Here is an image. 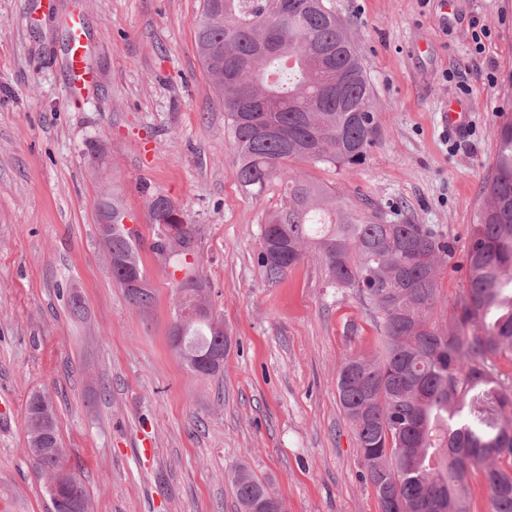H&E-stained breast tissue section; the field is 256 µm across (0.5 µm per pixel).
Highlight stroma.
<instances>
[{"label":"stroma","mask_w":512,"mask_h":512,"mask_svg":"<svg viewBox=\"0 0 512 512\" xmlns=\"http://www.w3.org/2000/svg\"><path fill=\"white\" fill-rule=\"evenodd\" d=\"M358 48L379 103L365 162L302 164L364 219L426 224L468 245L512 113V0H324ZM202 0H0V512H50L27 453L24 406L57 408L67 464L92 512H240L227 479H265L285 512H380L339 404L344 357L373 353L367 306L307 259L278 281L257 263L285 201L242 185L224 109L194 33ZM81 11L93 83L68 97L64 15ZM464 100L465 132L447 129ZM200 230L195 260L230 348L193 376L170 346L174 284L150 249L152 195ZM137 218L148 310L112 280L102 203ZM78 295L72 316L67 294Z\"/></svg>","instance_id":"35a3bbf8"}]
</instances>
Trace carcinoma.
<instances>
[{
    "label": "carcinoma",
    "mask_w": 512,
    "mask_h": 512,
    "mask_svg": "<svg viewBox=\"0 0 512 512\" xmlns=\"http://www.w3.org/2000/svg\"><path fill=\"white\" fill-rule=\"evenodd\" d=\"M315 45L331 53L332 87L312 56ZM196 47L230 124L240 182L260 189L272 178L284 182L288 204L262 232L258 263L266 278L276 281L312 256L326 267L328 287L353 292L377 314L380 350L345 357L336 385L381 512H471L476 471L490 512H512V379L495 365L512 357V120L499 122V150L462 264L465 285L440 324L433 317L453 244L425 224L358 218L338 191L288 165H355L376 139L373 87L346 25L324 0H203ZM243 95L281 101V111L257 117L276 123L283 137L255 133L237 111ZM316 95L322 107L310 112ZM148 207L153 240L162 227H178L167 249L151 245L165 266L184 271L176 291L207 290L190 260L196 225L176 217L179 210L162 195L151 196ZM126 214L112 202V223L120 228L99 238L121 288L130 277L149 280L141 235L123 224ZM269 234L288 242V253L276 260L266 255ZM228 344L223 326L204 323L184 335L177 353L192 374L209 377L220 367L207 365L205 354ZM46 407L58 442L48 395L29 396L25 421ZM29 456L36 474L54 486L62 512L91 505L66 463L67 451ZM229 481L240 512H254L264 500L267 512H276L269 484L247 467L235 469Z\"/></svg>",
    "instance_id": "1"
}]
</instances>
